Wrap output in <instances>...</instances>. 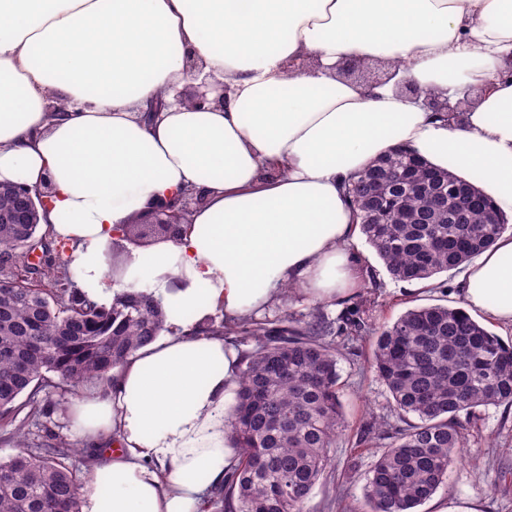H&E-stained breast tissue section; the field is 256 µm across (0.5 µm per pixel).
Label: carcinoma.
Wrapping results in <instances>:
<instances>
[{
	"label": "carcinoma",
	"instance_id": "1",
	"mask_svg": "<svg viewBox=\"0 0 512 512\" xmlns=\"http://www.w3.org/2000/svg\"><path fill=\"white\" fill-rule=\"evenodd\" d=\"M405 162L391 150L348 187L361 234L394 279L458 269L507 228L502 217L488 221L494 203L475 195L478 188L423 160L412 184L403 183ZM431 194L448 203L431 205ZM32 240L58 244L39 223L0 221V419L19 421L18 452L0 459V512H81L80 484L67 464L72 444L51 430L30 436L29 421L44 414L36 396L52 387L63 407L86 383L105 386L113 368L159 336L166 316L153 295L136 290L101 307L79 292L69 267L52 262L33 283ZM341 321L334 326L316 308L301 318L229 324L211 317L198 325L205 336L253 342L227 417L239 462L208 499L215 512H302L344 424L333 336L365 329L357 306ZM368 334L370 368L397 421L368 424L360 435L361 444L384 445L363 497L370 512H415L460 460L466 428L459 416L512 406V344L463 308L443 304L409 308Z\"/></svg>",
	"mask_w": 512,
	"mask_h": 512
}]
</instances>
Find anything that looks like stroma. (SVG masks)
Segmentation results:
<instances>
[{"mask_svg": "<svg viewBox=\"0 0 512 512\" xmlns=\"http://www.w3.org/2000/svg\"><path fill=\"white\" fill-rule=\"evenodd\" d=\"M351 250L360 264L362 285L350 302L360 307L366 325L394 321L417 305L456 307L461 302V270L439 274L438 288L428 291L420 283L392 278L365 240H357ZM338 345L345 427L336 438L327 477L312 491L304 512H366L362 487L379 450L359 444V433L370 422L393 418L391 397L368 366L369 340L342 339ZM466 444L477 452V460L453 467L447 484L418 506L417 512H436L444 502L468 505L475 512H512V409H481L477 422L468 427Z\"/></svg>", "mask_w": 512, "mask_h": 512, "instance_id": "1", "label": "stroma"}]
</instances>
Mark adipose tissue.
<instances>
[{"label":"adipose tissue","mask_w":512,"mask_h":512,"mask_svg":"<svg viewBox=\"0 0 512 512\" xmlns=\"http://www.w3.org/2000/svg\"><path fill=\"white\" fill-rule=\"evenodd\" d=\"M194 56L226 84L223 106L175 101ZM350 59L398 68L370 88L340 75ZM511 68L512 0H0V182L43 190V229L69 243L90 300L136 288L166 313L105 387L68 403L95 450L83 512H204L237 463L226 418L246 360L190 329L259 316L289 285L311 302L355 295L346 187L373 159L407 148L512 222ZM407 84L471 104L431 112ZM188 189L203 201L181 235L131 248L110 275L120 229ZM459 285L467 312L512 327V231Z\"/></svg>","instance_id":"obj_1"}]
</instances>
